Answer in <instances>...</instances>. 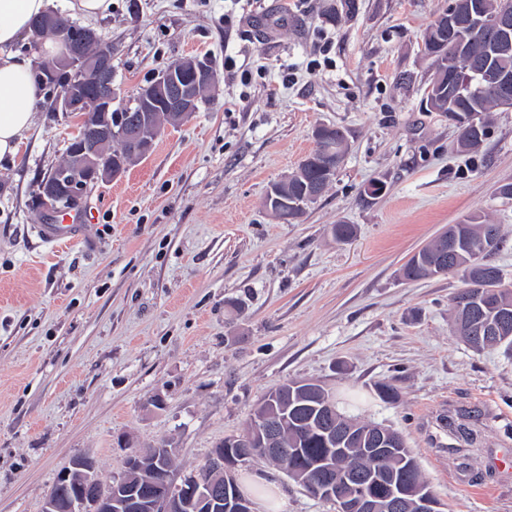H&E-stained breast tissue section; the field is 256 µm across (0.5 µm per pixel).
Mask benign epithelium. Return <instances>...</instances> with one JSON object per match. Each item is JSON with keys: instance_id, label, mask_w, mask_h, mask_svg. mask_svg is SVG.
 <instances>
[{"instance_id": "7a95c632", "label": "benign epithelium", "mask_w": 512, "mask_h": 512, "mask_svg": "<svg viewBox=\"0 0 512 512\" xmlns=\"http://www.w3.org/2000/svg\"><path fill=\"white\" fill-rule=\"evenodd\" d=\"M484 23L503 36L512 35V12L500 11L484 15ZM33 28L51 33L53 39L66 46L61 60L36 67L37 77L46 80L57 66L64 63L76 71L75 77L64 86L55 100V110L77 119L84 136L74 141L68 150L66 162L53 167L34 204L47 220L59 215L79 212L91 186L121 177L125 171L147 155L156 139L157 113L183 121L198 111L203 92L210 87L214 68L207 60L186 59L181 66L165 67L153 80L141 86L128 106L112 108V43L104 41L90 27H75L50 13L37 19ZM469 31L455 30L453 13L441 18L434 40L442 46L461 51ZM121 136L135 147L121 157L104 153V146L113 136ZM267 208L276 211L288 208V199L277 187L268 191ZM227 450L214 451L204 465L203 472L211 477L208 492L200 488V480L191 475L175 493L157 497L146 491L150 481H141L139 474L157 471L158 457L131 453L124 461V479L113 486L111 497L99 494L96 487V462L86 455L74 458L70 467L62 472L59 481H77L83 492L78 504H62L46 498L43 512H72L86 508L89 512H139L144 502H151L153 512H182L184 509H217L224 512H253L254 506L238 497H222V487L216 475H233L257 453L282 461L281 469L289 478L302 485L313 497L330 502L337 512H442V504L432 489L421 485L413 490L403 486L390 487L381 496L351 494V482L368 481L369 472L338 471L321 462L313 481L302 478L288 467L293 448H252L243 440L233 437L225 442Z\"/></svg>"}]
</instances>
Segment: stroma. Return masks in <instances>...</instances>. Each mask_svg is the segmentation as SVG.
<instances>
[{"instance_id": "35a3bbf8", "label": "stroma", "mask_w": 512, "mask_h": 512, "mask_svg": "<svg viewBox=\"0 0 512 512\" xmlns=\"http://www.w3.org/2000/svg\"><path fill=\"white\" fill-rule=\"evenodd\" d=\"M452 0H114L118 103L167 64L218 72L187 121L165 127L121 178L93 186L82 245L52 248L31 206L66 154L74 119L35 108L18 155L0 161V512H42L78 456L103 484L132 451L172 444V485L242 433L292 380L321 383L346 414L404 436L445 512H512V359L474 353L450 326L451 275L400 269L474 212L506 240L491 261L512 284V109L475 149L424 109L423 36ZM348 149L326 192L294 221L264 205L315 147ZM384 190L368 195L370 182ZM349 224L350 240L331 227ZM393 381L399 399L374 393ZM478 431L455 451L447 420ZM276 483L285 512H336L265 460L241 484Z\"/></svg>"}]
</instances>
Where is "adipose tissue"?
Here are the masks:
<instances>
[{"label":"adipose tissue","mask_w":512,"mask_h":512,"mask_svg":"<svg viewBox=\"0 0 512 512\" xmlns=\"http://www.w3.org/2000/svg\"><path fill=\"white\" fill-rule=\"evenodd\" d=\"M52 0H0V160L14 158L33 125L43 90L32 77L35 56L60 52L56 42L43 40L25 52L21 43L31 34L30 20L45 13Z\"/></svg>","instance_id":"adipose-tissue-1"}]
</instances>
